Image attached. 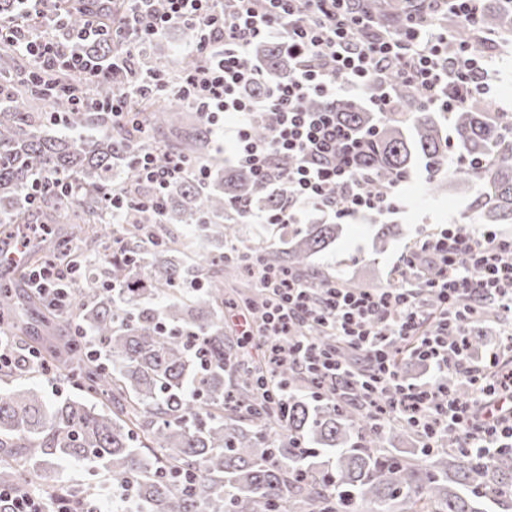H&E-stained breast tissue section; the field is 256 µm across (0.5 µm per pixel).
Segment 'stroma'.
<instances>
[{"instance_id":"1","label":"stroma","mask_w":512,"mask_h":512,"mask_svg":"<svg viewBox=\"0 0 512 512\" xmlns=\"http://www.w3.org/2000/svg\"><path fill=\"white\" fill-rule=\"evenodd\" d=\"M496 76L487 98L492 111L512 115V42H499L493 49ZM399 210L389 215L388 223L399 225L401 235L386 244L375 240L377 224L364 222L346 225L343 236L328 251L313 258L315 268L325 274L340 273L371 288H385L393 282V270L402 255L426 236L447 224H468L470 231L482 233V224L467 222L472 188L449 185L447 193L431 194L423 167H415L408 183L399 189ZM54 482L67 486H92L101 502L110 492L103 475L92 474L86 465L74 460H58L51 470Z\"/></svg>"}]
</instances>
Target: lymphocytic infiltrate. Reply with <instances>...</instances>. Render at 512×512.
<instances>
[{
  "instance_id": "obj_1",
  "label": "lymphocytic infiltrate",
  "mask_w": 512,
  "mask_h": 512,
  "mask_svg": "<svg viewBox=\"0 0 512 512\" xmlns=\"http://www.w3.org/2000/svg\"><path fill=\"white\" fill-rule=\"evenodd\" d=\"M132 2V16L126 27L113 30V39L143 42L181 24L198 31L193 48L208 62L174 84L150 74L130 85L131 94L175 95L208 125L223 127L237 164L283 188V207L275 212L244 208L247 224H306L315 212L349 224L396 212L393 189L372 190L370 175L358 168L366 137L337 119L340 101L361 98L370 110L388 114L396 109L388 91L395 78L414 88L424 108L446 115L491 90L490 58L470 41L411 15L398 32H380L378 21L353 10L351 0H164L160 11L154 0ZM1 38L20 46L33 70L63 65L81 75L99 71L79 45L36 36L17 22H0ZM271 39L295 63L288 81H273L247 62L254 43ZM256 84L263 94L247 95L246 87ZM313 98L321 101L320 109H308ZM270 111L278 115L276 124L266 137H255L253 126ZM282 156L294 161L285 173L277 167ZM132 167L145 188L133 204L157 221L186 174L208 177L205 167L188 158L174 155L161 163L148 151L134 152ZM431 265L439 277L428 276ZM247 268L256 288L272 301L261 317L243 313L242 338L260 335L272 359H287L310 374L319 400L363 395L374 424L402 419L428 448L439 447L450 431L466 448H512V336L503 349L486 350L478 359L469 348L487 306L512 313V237L492 231L474 235L449 225L404 255L395 288H347L335 282L317 290L254 257ZM72 273L50 259L30 271L29 282L63 309ZM426 290L439 299L427 330L422 327ZM302 324L327 328L335 347L296 335ZM407 340L413 343L408 358L424 366V380L410 381L396 364ZM452 372L458 376L453 384ZM0 504L6 512H96L83 497H48L13 486L0 487Z\"/></svg>"
}]
</instances>
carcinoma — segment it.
Returning <instances> with one entry per match:
<instances>
[{
  "label": "carcinoma",
  "mask_w": 512,
  "mask_h": 512,
  "mask_svg": "<svg viewBox=\"0 0 512 512\" xmlns=\"http://www.w3.org/2000/svg\"><path fill=\"white\" fill-rule=\"evenodd\" d=\"M49 5L41 0H0V18L24 19L45 27ZM91 21L78 8L61 16L52 36L63 42ZM478 30L512 37V9L506 3L479 6ZM102 74L86 83L69 70L42 73L36 81L14 73L19 53L14 42L0 41V236L8 240L12 225L28 223L40 207L55 205L45 224H85L92 235L59 240L52 256L64 266H81L80 257L110 237L103 223V199L118 189L132 195L133 168L116 165L139 145L140 131L114 124L108 112L73 110L56 90L67 85L96 100L119 96L125 74H112V56L123 54L132 72L151 71L172 81L198 68L205 58L189 50L171 55L159 41L144 46L117 45L107 34L90 43ZM258 60L274 79H288L292 65L278 43L253 46ZM398 111L380 116L344 100L339 114L360 131L378 134L368 142L361 167L374 175L372 187L384 189L398 176L424 164L431 173L430 191L441 192L453 146L461 168L452 179L475 188L471 203L485 224H512V121L489 112L482 100L442 117L418 102L417 94L391 82ZM128 109L155 130H177L188 109L170 96L139 97ZM72 130L92 128L90 138L53 136L45 132L51 113ZM161 162L177 154L210 171L205 184L186 176L167 200L162 223L126 206L118 211L121 246L104 267L105 284L84 277L73 280L75 324L82 335L70 336L45 360L56 374L78 386L79 397L48 402L36 386L22 382L26 366L0 367V378L18 386L0 389V486L29 483L41 490L77 491L45 479L39 469L49 459H74L103 470L112 483L132 485L121 502L136 512H512V451L478 454L458 447L450 432L442 448H421L419 438L402 421L376 431L368 409L359 401L304 398L307 380L288 366L262 394L257 380L263 363L253 355L238 357L224 341V278L244 260L226 255L224 244L237 238V204L280 209L282 190L265 186L245 168L224 167L213 156L202 130L178 142L149 143ZM45 174L75 183L73 201L50 189L37 203L25 201L26 189ZM169 224H195L216 253H199L191 263L182 243L166 233ZM340 224H310L294 231L284 248H264L256 257L269 267L298 275L315 289L331 278L311 268V258L341 235ZM150 241L143 252L138 243ZM123 286L122 292L112 285ZM20 281L0 283V328L14 336H30L17 288ZM27 307L44 310L41 327L52 331L66 315L44 296L27 297ZM290 388L288 405L272 392L279 383ZM402 430L417 447H388ZM192 478L185 489L184 478Z\"/></svg>",
  "instance_id": "obj_1"
}]
</instances>
